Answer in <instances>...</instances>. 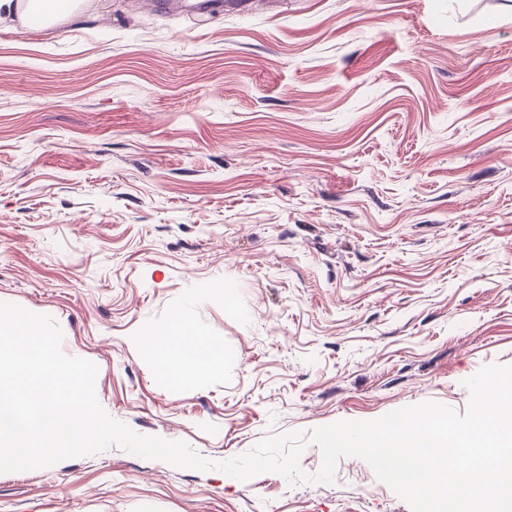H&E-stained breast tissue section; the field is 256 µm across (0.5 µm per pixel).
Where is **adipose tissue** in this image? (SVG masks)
<instances>
[{"instance_id":"1","label":"adipose tissue","mask_w":512,"mask_h":512,"mask_svg":"<svg viewBox=\"0 0 512 512\" xmlns=\"http://www.w3.org/2000/svg\"><path fill=\"white\" fill-rule=\"evenodd\" d=\"M143 342L159 366L177 381L216 373L224 366L217 348L196 336L189 321L180 316L163 330L147 332Z\"/></svg>"}]
</instances>
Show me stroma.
Masks as SVG:
<instances>
[{
  "mask_svg": "<svg viewBox=\"0 0 512 512\" xmlns=\"http://www.w3.org/2000/svg\"><path fill=\"white\" fill-rule=\"evenodd\" d=\"M0 302L52 317L136 432L210 461L512 365V0L0 12ZM224 356L174 385V316ZM0 512H411L369 464L240 481L120 447L0 473Z\"/></svg>",
  "mask_w": 512,
  "mask_h": 512,
  "instance_id": "1",
  "label": "stroma"
}]
</instances>
